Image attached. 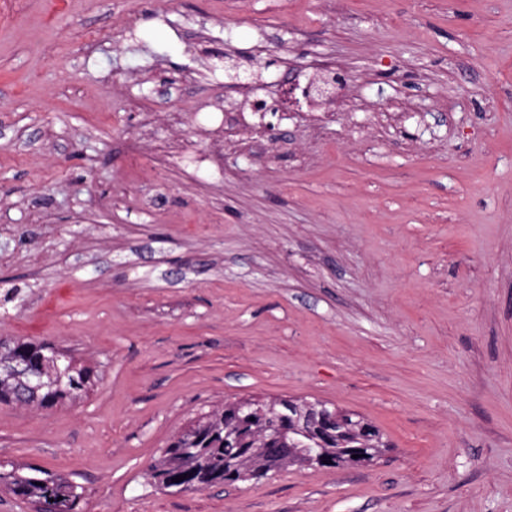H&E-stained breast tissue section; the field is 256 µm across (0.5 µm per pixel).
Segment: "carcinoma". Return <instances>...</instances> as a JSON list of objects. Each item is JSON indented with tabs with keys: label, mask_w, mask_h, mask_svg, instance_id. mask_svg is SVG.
<instances>
[{
	"label": "carcinoma",
	"mask_w": 512,
	"mask_h": 512,
	"mask_svg": "<svg viewBox=\"0 0 512 512\" xmlns=\"http://www.w3.org/2000/svg\"><path fill=\"white\" fill-rule=\"evenodd\" d=\"M93 370L77 363L68 352L43 342L0 340V404L43 410L75 400L92 387ZM294 404L304 412L333 410L322 401L281 397L256 402L241 410L238 402L202 414L173 436L147 473L161 491H202L216 485L259 481L286 467L260 455L243 458V448H278L266 423L271 415ZM313 430L288 433L291 448H322L336 466L365 465L378 459L388 444L379 430L358 414L336 410V436L317 443ZM362 450L369 459L352 458ZM186 475L174 482L172 478ZM0 484L31 506L52 501L58 512H80L83 492L67 478L32 465L0 461Z\"/></svg>",
	"instance_id": "carcinoma-1"
}]
</instances>
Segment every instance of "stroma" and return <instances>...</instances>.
I'll return each instance as SVG.
<instances>
[{"label":"stroma","instance_id":"35a3bbf8","mask_svg":"<svg viewBox=\"0 0 512 512\" xmlns=\"http://www.w3.org/2000/svg\"><path fill=\"white\" fill-rule=\"evenodd\" d=\"M342 80L223 142L246 96ZM0 336L81 399L0 405V460L83 512H512V0H0ZM359 414L374 464L166 493L200 412Z\"/></svg>","mask_w":512,"mask_h":512}]
</instances>
